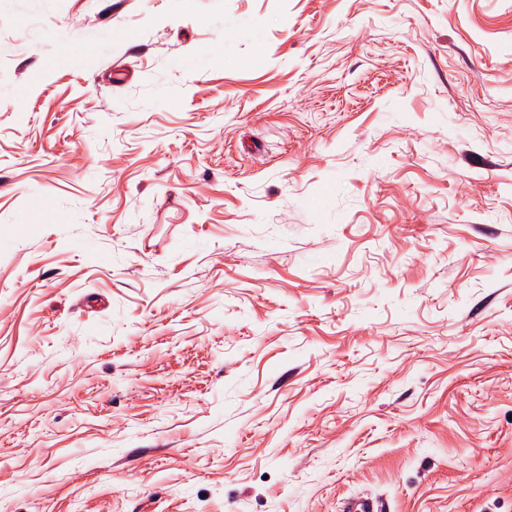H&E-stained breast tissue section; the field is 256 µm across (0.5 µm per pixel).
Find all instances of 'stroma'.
I'll return each mask as SVG.
<instances>
[{
  "label": "stroma",
  "instance_id": "obj_1",
  "mask_svg": "<svg viewBox=\"0 0 512 512\" xmlns=\"http://www.w3.org/2000/svg\"><path fill=\"white\" fill-rule=\"evenodd\" d=\"M512 512V0H0V512Z\"/></svg>",
  "mask_w": 512,
  "mask_h": 512
}]
</instances>
